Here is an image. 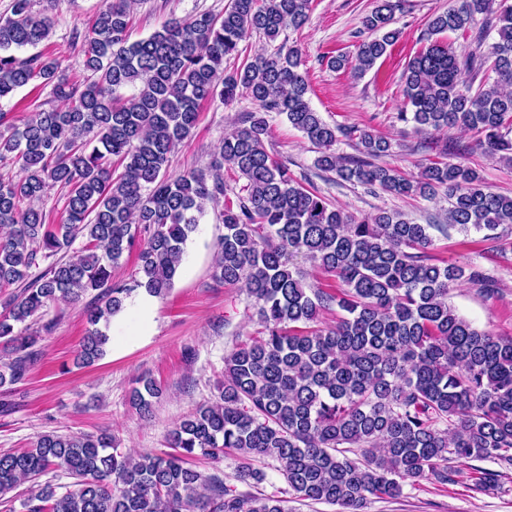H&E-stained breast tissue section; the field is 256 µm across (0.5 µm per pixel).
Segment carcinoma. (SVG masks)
<instances>
[{
    "label": "carcinoma",
    "mask_w": 512,
    "mask_h": 512,
    "mask_svg": "<svg viewBox=\"0 0 512 512\" xmlns=\"http://www.w3.org/2000/svg\"><path fill=\"white\" fill-rule=\"evenodd\" d=\"M56 0H12L0 15V103L32 86L60 103H32L22 121L0 109V386L23 378L38 337L15 325L58 300L92 293L90 325L75 364L105 352L102 321L122 311L139 288L162 297L180 272L183 246L207 204L224 234L213 277L243 283L261 329L224 357L218 400L204 402L172 430L163 456L118 450L112 436L39 435L30 447L0 454V497L29 480L26 512H288L286 500L240 492L198 455L238 461L236 480L255 487L269 458L299 500L362 512L423 481L446 484L455 466L473 460L512 465V336L479 330L448 304L451 289L493 281L476 267L429 255L431 231L473 228L499 241L512 228V196L489 189L476 170L434 162L415 178L375 160L390 142L361 130V156L336 154L354 131L326 123L309 105L301 54L263 48L231 68L240 43L261 34L277 41L309 19L311 0H230L224 12L171 19L149 36L129 39L131 0H98L71 46L87 76L74 81L52 55L20 58L12 50L51 38ZM41 9H35L36 5ZM395 5L377 0L362 19L371 36L353 54L330 60L363 75L398 39L389 28ZM496 36L487 53L463 57L437 39L403 71L405 103L398 119L415 131L474 130L479 146L512 162V0H456L428 24V36L470 27L476 17ZM491 61V74L474 78ZM126 88L134 89L128 96ZM246 96L256 110L224 133L208 171L173 175L171 154L196 128L201 107ZM284 115L319 150L317 168L343 181L397 195H448L442 224H418L399 212L361 220L306 188L265 146L272 115ZM246 184L234 197L224 166ZM64 191L59 221H47V192ZM80 247H75L76 241ZM136 253L127 281L112 268ZM336 279L313 288L294 258ZM336 310V322L323 313ZM162 393L142 377L129 403L148 416ZM60 470L74 489L57 493L39 478Z\"/></svg>",
    "instance_id": "1"
}]
</instances>
